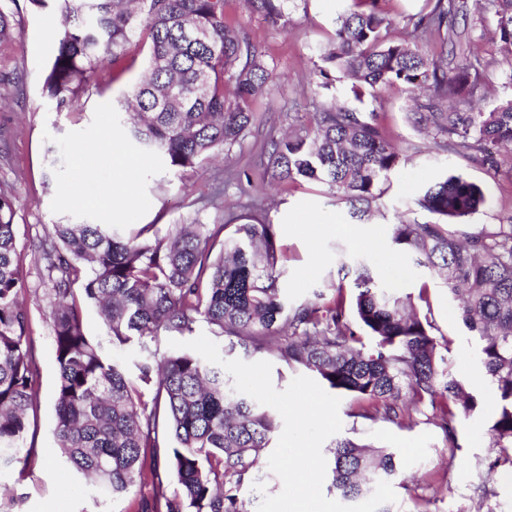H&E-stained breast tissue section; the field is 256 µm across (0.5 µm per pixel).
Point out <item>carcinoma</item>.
I'll list each match as a JSON object with an SVG mask.
<instances>
[{"mask_svg": "<svg viewBox=\"0 0 512 512\" xmlns=\"http://www.w3.org/2000/svg\"><path fill=\"white\" fill-rule=\"evenodd\" d=\"M65 19L43 82L57 112H72L97 89L105 67H128L132 42L148 40L147 74L121 104L122 123L147 152L177 172L201 169L217 150L241 144L256 122L257 101L275 80L248 32L233 24L225 0H54ZM335 37L323 54L349 81L357 102L387 86L419 93L413 122L435 149L471 151L489 172L512 169V98L490 110L460 108L486 92L495 56L471 50L449 18L463 0H425L407 16L409 35L387 38L390 0H343ZM278 26L288 0H248ZM479 22L494 19L495 51L512 55V0H478ZM18 0H0V47L13 41ZM400 153L378 113L324 104L312 128L270 141L272 182L307 179L354 206L383 192ZM487 203L482 187L461 175L427 184L415 204L436 221L392 225L395 247L435 272L461 296L460 317L477 342L498 407L487 428L497 449L492 467L512 471V224L477 233L458 226ZM13 196L0 189V469L35 462L26 446L36 408L39 369L30 337ZM229 224H176L161 236L145 224L123 236L101 224H54L36 246L52 296L57 447L105 497H131L132 512H246L237 488L263 463L277 429L270 409L234 391L224 369L188 352L159 355L163 342L203 319L230 348L266 351L301 366L329 388L396 420L427 403L439 409L450 446L459 416L476 411L440 353L425 292L418 300L379 288L357 273L355 294L288 308L282 296L276 226L253 216ZM97 306L109 342L138 347L136 376L86 336L83 310ZM373 337L365 347L361 333ZM331 486L354 501L400 475L388 448L336 439ZM174 483L175 488L165 484Z\"/></svg>", "mask_w": 512, "mask_h": 512, "instance_id": "carcinoma-1", "label": "carcinoma"}]
</instances>
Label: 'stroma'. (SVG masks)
Instances as JSON below:
<instances>
[{
    "label": "stroma",
    "instance_id": "35a3bbf8",
    "mask_svg": "<svg viewBox=\"0 0 512 512\" xmlns=\"http://www.w3.org/2000/svg\"><path fill=\"white\" fill-rule=\"evenodd\" d=\"M340 0H289L279 27L251 13L247 0H228L226 14L250 33L276 79L256 105L258 124L229 152L207 169L175 172L158 155L143 156L127 133L115 106L144 71L146 52L130 49L133 63L120 78L110 70L96 76L103 95L92 96L73 112H56L43 97L45 72L58 40L48 30L61 27L55 7L23 10L15 15L16 39L0 51V72L14 74L15 84L0 86V187L15 197V224L22 275L29 297L30 329L40 369L38 409L27 441L39 460L27 472L12 466L0 470V487L19 500L18 507L0 501V512H129L130 500L104 499L70 468L56 447L55 388L57 364L52 350L51 304L47 272L31 250L55 224H102L121 232L137 224L157 225L167 233L174 224H221L243 214L275 224L280 282L289 307L331 296L339 281L337 265L367 267L377 284L397 296L426 291L439 334L452 344L444 357L466 390L483 405L456 422V441L448 443L435 412L422 406L412 416L394 421L362 416L361 406L341 395L339 416L343 436L376 447L393 449L401 474L392 487L397 500L391 512H512V472L492 468L496 456L486 423L492 412V392L481 363L458 315V302L447 287L412 255L391 243L398 217L425 223L430 213L414 199L436 177L456 173L481 185L489 201L467 218L463 232L474 233L494 224L512 222V175H491L469 151H435L411 125V102L400 85L365 97L363 111L378 112L406 160L384 184L373 202L371 222L376 246L346 232L353 225L350 207L321 184L285 182L271 188L263 167L270 137L296 124H310L314 112L331 96L318 87L322 51L330 42ZM119 145L129 155L144 158L132 182L135 205L117 197L101 201L112 180L109 149Z\"/></svg>",
    "mask_w": 512,
    "mask_h": 512
}]
</instances>
